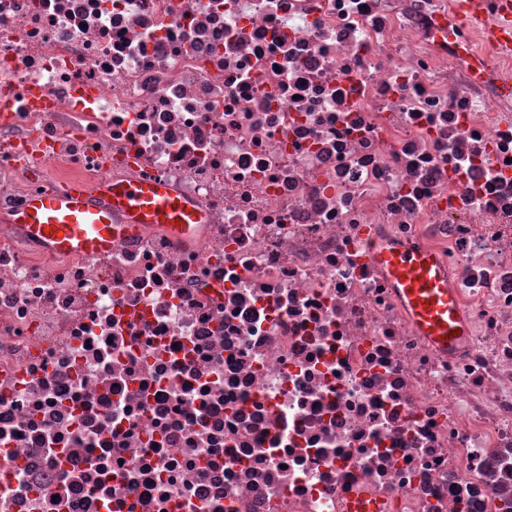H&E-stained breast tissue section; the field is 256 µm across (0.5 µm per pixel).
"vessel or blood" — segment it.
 Returning <instances> with one entry per match:
<instances>
[{
    "label": "vessel or blood",
    "mask_w": 512,
    "mask_h": 512,
    "mask_svg": "<svg viewBox=\"0 0 512 512\" xmlns=\"http://www.w3.org/2000/svg\"><path fill=\"white\" fill-rule=\"evenodd\" d=\"M484 0H458L453 21L483 23ZM0 222L11 225L30 247L57 258H93L111 253L115 243L146 229L192 240L207 212L163 178L94 183L74 181L56 190L30 194L18 208H1ZM368 253L390 285L396 304L426 344L450 357L467 346L472 322L448 265L433 250L387 236H375Z\"/></svg>",
    "instance_id": "1"
}]
</instances>
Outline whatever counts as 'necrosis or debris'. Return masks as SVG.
Segmentation results:
<instances>
[{"label": "necrosis or debris", "mask_w": 512, "mask_h": 512, "mask_svg": "<svg viewBox=\"0 0 512 512\" xmlns=\"http://www.w3.org/2000/svg\"><path fill=\"white\" fill-rule=\"evenodd\" d=\"M457 0H0V206L162 177L208 211L58 259L0 232V512H501L512 55ZM446 259L432 351L366 241ZM484 0H458L452 20L458 26L479 27L483 24Z\"/></svg>", "instance_id": "obj_1"}]
</instances>
